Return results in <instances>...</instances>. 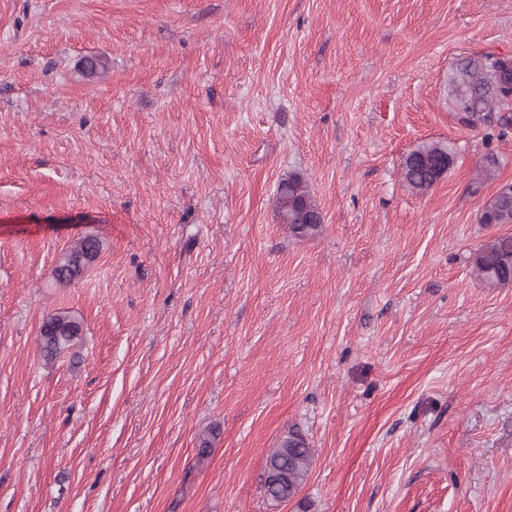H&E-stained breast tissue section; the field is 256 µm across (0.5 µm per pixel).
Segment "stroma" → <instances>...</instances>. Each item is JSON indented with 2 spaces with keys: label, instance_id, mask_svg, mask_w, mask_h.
I'll return each instance as SVG.
<instances>
[{
  "label": "stroma",
  "instance_id": "35a3bbf8",
  "mask_svg": "<svg viewBox=\"0 0 512 512\" xmlns=\"http://www.w3.org/2000/svg\"><path fill=\"white\" fill-rule=\"evenodd\" d=\"M481 55L512 0H0V512H512V285L473 270L512 125L448 103ZM428 140L454 163L418 194ZM57 310L81 342L48 362ZM454 149L449 141L431 140L423 142L404 160L402 178L413 191H429L450 169L445 170L443 162L447 158L454 161ZM276 208L282 224L300 237L315 236L322 216L314 203L303 176L290 173L281 178L276 195ZM101 241L92 235L75 242L57 261L54 278L60 285H69L81 276L99 255ZM314 453L306 439L297 431L289 432L277 448L267 456L263 490L272 501L293 497L305 481Z\"/></svg>",
  "mask_w": 512,
  "mask_h": 512
}]
</instances>
